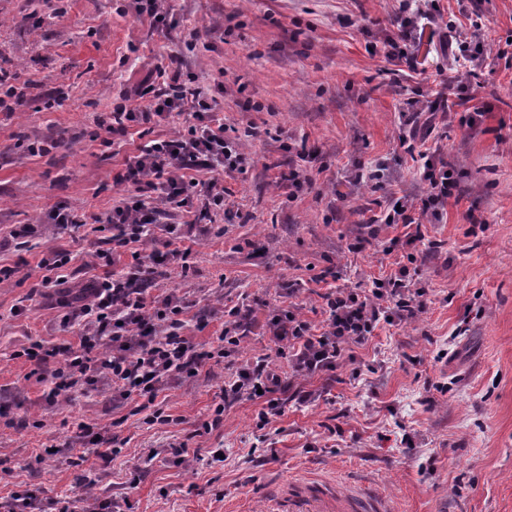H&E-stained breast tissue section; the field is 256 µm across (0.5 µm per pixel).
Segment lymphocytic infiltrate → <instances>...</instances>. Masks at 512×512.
Returning <instances> with one entry per match:
<instances>
[{
  "label": "lymphocytic infiltrate",
  "instance_id": "1",
  "mask_svg": "<svg viewBox=\"0 0 512 512\" xmlns=\"http://www.w3.org/2000/svg\"><path fill=\"white\" fill-rule=\"evenodd\" d=\"M422 2L425 9L420 14L400 4L399 34L388 41L392 56L411 70L418 65L416 20L431 16L436 9V0ZM170 61V66L157 67L147 86L148 104L120 106L112 112L107 129L120 133L131 123L183 120L190 124L188 131L152 140L129 158L123 179L136 185L137 194L107 215L112 228L108 246L89 254L87 260L103 273L86 285L78 308L62 318L64 326L75 329V342L47 349L35 341L23 351L50 383L42 394L49 406L62 405L78 389L108 391L118 402L140 398L150 422H165L157 399L168 384L195 377L204 361L223 364L238 352L249 326V310L230 308L218 347L201 351L185 333L183 297L152 292L159 280L168 279L175 270L188 269L190 243L204 240L214 213L224 208V172L243 168L246 162L237 139L227 135L223 119L217 117L208 88L194 73L181 71L180 56H171ZM422 179L426 189L419 201L400 199L398 207L384 215L385 223L408 227L406 242L410 245L424 238L416 215L438 216L456 182L444 164L424 165ZM185 207L192 209V219L162 222V215ZM159 239L164 242L163 250L147 252V245ZM126 250L132 253L133 265L127 271L113 272L116 256ZM321 299L322 329H314L293 310L269 321L276 355L287 361L289 376H282L263 360L238 367L221 386V403L212 420L205 422V431L222 425L225 403L243 397H265L266 409L259 414L263 420L278 413L281 393L288 391L295 400L310 401L312 394L303 390L302 381L335 371L343 353L366 345L379 323L413 322L427 305L425 289L415 286L404 265L367 290L344 287L322 294ZM96 483V477L80 474L78 494L45 503L33 494L16 493L0 503V512H119L124 499L120 493L99 497L94 510H87L83 491Z\"/></svg>",
  "mask_w": 512,
  "mask_h": 512
}]
</instances>
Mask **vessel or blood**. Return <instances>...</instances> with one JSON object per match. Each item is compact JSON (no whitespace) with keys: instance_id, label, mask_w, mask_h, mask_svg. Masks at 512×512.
I'll list each match as a JSON object with an SVG mask.
<instances>
[{"instance_id":"obj_1","label":"vessel or blood","mask_w":512,"mask_h":512,"mask_svg":"<svg viewBox=\"0 0 512 512\" xmlns=\"http://www.w3.org/2000/svg\"><path fill=\"white\" fill-rule=\"evenodd\" d=\"M262 512H395L392 500L368 488L347 494L330 486L286 481L271 487L263 498Z\"/></svg>"}]
</instances>
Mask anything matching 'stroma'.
Listing matches in <instances>:
<instances>
[{
	"label": "stroma",
	"mask_w": 512,
	"mask_h": 512,
	"mask_svg": "<svg viewBox=\"0 0 512 512\" xmlns=\"http://www.w3.org/2000/svg\"><path fill=\"white\" fill-rule=\"evenodd\" d=\"M51 2L0 0V57L29 84L16 111L0 112V268L13 270L0 285V395L27 420L0 422V467L10 470L0 498L75 494L81 468L69 453L39 465L34 458L85 422L125 442L105 483L127 488L129 512H236L245 502L255 510L273 478L312 474L388 490L399 512H512V0H441L416 72L386 56L398 0H167L168 32L137 17L131 0H65L61 19ZM473 11L485 43L505 51L477 68L474 103L487 110L472 127L463 106L420 115L419 126L432 130L427 151L456 167L457 188L421 242L392 247L405 227L371 217L425 190L422 162L400 139L401 115L468 70L439 37ZM175 52L247 157L244 171L224 174L227 211L196 245L188 272L164 283L191 304L188 336L217 345L225 306H248L253 322L239 358L274 356L266 324L279 309L295 304L322 327L320 296L337 282L320 274L331 266L342 285L366 288L411 256L426 291L419 321L380 324L364 347L345 351L334 375L303 381L313 402L285 401L265 424L264 400L244 398L225 408L221 427L203 432L226 375L218 366L172 383L162 404L171 423L149 425L135 401L116 405L98 392L48 406L19 355L35 340H71L56 318L92 272L72 262L48 298L39 263L51 250L87 254L106 238L96 218L134 191L117 174L143 140L172 128L134 124L109 136L101 122ZM56 88L67 97L46 109ZM251 125L261 137L246 136ZM21 130L49 152L19 147ZM295 167L309 178L299 189L277 178ZM371 168L380 179L363 181ZM59 207L84 226L47 224ZM29 224L38 231L27 242L18 232ZM182 443L201 449L200 460L144 465L148 449ZM141 465L146 473L133 479Z\"/></svg>",
	"instance_id": "1"
}]
</instances>
